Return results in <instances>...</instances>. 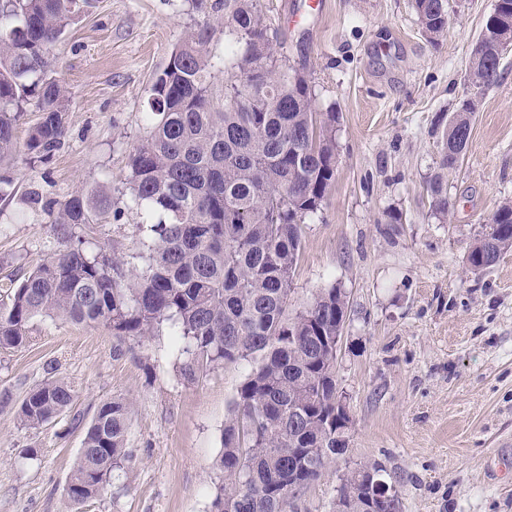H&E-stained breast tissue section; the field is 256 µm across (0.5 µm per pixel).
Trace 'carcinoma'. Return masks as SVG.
<instances>
[{"mask_svg":"<svg viewBox=\"0 0 512 512\" xmlns=\"http://www.w3.org/2000/svg\"><path fill=\"white\" fill-rule=\"evenodd\" d=\"M203 19L186 32L152 83L147 134L129 158V203L136 211L144 265L114 246L91 250L74 229L125 212L103 190L70 194L59 207L30 192L27 204L50 216L61 241L43 263L0 280V348L26 343L37 317L94 324L116 337L144 339L163 323L183 352L210 364L247 357L258 365L241 385L224 424L213 512H288L299 494L347 452L337 437L336 337L340 286L317 293L290 315L302 224L320 210L336 173L334 112L314 110L307 78L283 64L256 0H193ZM448 0H412L422 29L438 44ZM77 0H0V198L10 165L45 162L64 144L68 95L54 76L53 49ZM512 22V0H496L472 51L470 86L497 84L498 30ZM224 29V89H217L211 42ZM38 121L20 145L27 107ZM474 108L463 100L441 132V157L428 184L433 207L448 215V170L465 154ZM512 250V200L503 202L470 246L467 270L479 275ZM76 391L49 377L18 412L37 428L71 409ZM131 408L114 397L88 424L66 492L77 503L100 496L129 461ZM333 512H402L396 482L380 463L342 478Z\"/></svg>","mask_w":512,"mask_h":512,"instance_id":"carcinoma-1","label":"carcinoma"}]
</instances>
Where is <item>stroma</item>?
Returning a JSON list of instances; mask_svg holds the SVG:
<instances>
[{
	"label": "stroma",
	"instance_id": "stroma-1",
	"mask_svg": "<svg viewBox=\"0 0 512 512\" xmlns=\"http://www.w3.org/2000/svg\"><path fill=\"white\" fill-rule=\"evenodd\" d=\"M494 0H448L439 45L411 0H257L278 57L303 73L315 109L335 112L336 179L302 226L289 309L339 284L351 316L336 379L353 419L347 453L296 499L294 512H332L341 479L376 461L403 512H512V251L480 276L466 256L498 206L512 200V49L498 83L474 92L469 54ZM192 0H90L54 48L67 89L65 142L45 164L17 163L0 199V277L25 273L56 248L47 213L23 198L61 201L84 188L124 206L129 157L147 131L153 79L198 21ZM473 97L463 159L448 173L449 215L427 183L440 125ZM136 214L83 229L101 246L139 253ZM169 325L138 341L43 317L27 343L0 349V512H211L223 480L224 423L257 365L249 358L188 376ZM56 375L77 392L70 412L20 424L26 392ZM127 399L133 459L104 495L66 493L87 424L101 402ZM37 449L35 458L26 449Z\"/></svg>",
	"mask_w": 512,
	"mask_h": 512
}]
</instances>
